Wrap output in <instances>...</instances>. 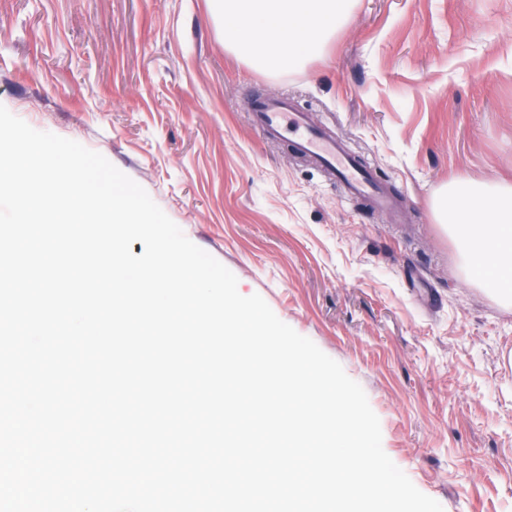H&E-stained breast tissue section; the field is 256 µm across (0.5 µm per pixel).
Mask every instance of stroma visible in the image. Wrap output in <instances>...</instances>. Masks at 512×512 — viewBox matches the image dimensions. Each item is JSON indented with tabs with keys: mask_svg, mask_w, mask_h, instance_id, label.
Wrapping results in <instances>:
<instances>
[{
	"mask_svg": "<svg viewBox=\"0 0 512 512\" xmlns=\"http://www.w3.org/2000/svg\"><path fill=\"white\" fill-rule=\"evenodd\" d=\"M288 98L394 194L348 198L262 137ZM0 105L102 154L364 389L382 447L444 512H512V308L463 273L432 202L512 181V0H355L280 74L207 0H0Z\"/></svg>",
	"mask_w": 512,
	"mask_h": 512,
	"instance_id": "obj_1",
	"label": "stroma"
}]
</instances>
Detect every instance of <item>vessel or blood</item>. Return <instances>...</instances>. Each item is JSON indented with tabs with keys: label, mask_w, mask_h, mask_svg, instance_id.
I'll return each instance as SVG.
<instances>
[{
	"label": "vessel or blood",
	"mask_w": 512,
	"mask_h": 512,
	"mask_svg": "<svg viewBox=\"0 0 512 512\" xmlns=\"http://www.w3.org/2000/svg\"><path fill=\"white\" fill-rule=\"evenodd\" d=\"M255 127L268 139H288L295 150L311 157L353 198L379 208L396 204L394 196L345 149L341 141L322 127L312 125L305 113L284 99H270L253 108Z\"/></svg>",
	"instance_id": "vessel-or-blood-1"
}]
</instances>
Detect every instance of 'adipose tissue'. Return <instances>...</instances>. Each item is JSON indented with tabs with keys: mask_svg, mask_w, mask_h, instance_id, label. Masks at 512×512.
Masks as SVG:
<instances>
[{
	"mask_svg": "<svg viewBox=\"0 0 512 512\" xmlns=\"http://www.w3.org/2000/svg\"><path fill=\"white\" fill-rule=\"evenodd\" d=\"M352 0H210L224 47L252 65L280 72L321 52ZM433 212L454 241L464 271L503 303L512 302V183L456 179Z\"/></svg>",
	"mask_w": 512,
	"mask_h": 512,
	"instance_id": "ef3b65f1",
	"label": "adipose tissue"
}]
</instances>
